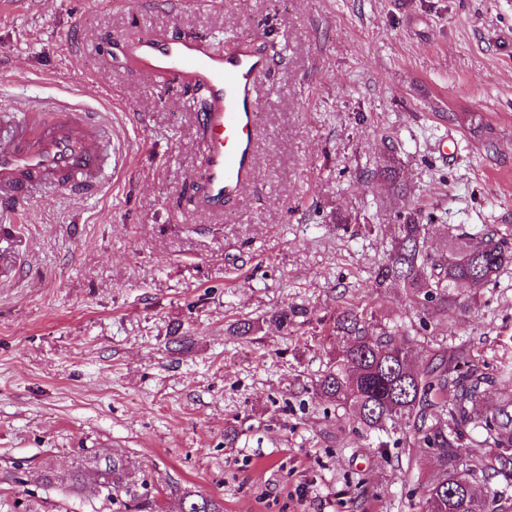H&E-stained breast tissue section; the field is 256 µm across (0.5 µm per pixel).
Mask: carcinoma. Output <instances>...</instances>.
<instances>
[{"mask_svg": "<svg viewBox=\"0 0 512 512\" xmlns=\"http://www.w3.org/2000/svg\"><path fill=\"white\" fill-rule=\"evenodd\" d=\"M396 149L368 171L367 179L383 180L400 195ZM430 225L411 211L392 225L390 249L371 273L375 288H396L408 306L407 320L383 318L368 307L347 303L326 325L342 349L312 384L319 398L331 399L343 413L336 425L343 430L358 424L377 437L376 448L390 444L431 451L437 462L435 478L427 482L424 512H512V494L498 487L512 482V399L485 406L503 380H512V362L488 372L480 358L447 338L433 339L429 358L417 364L421 332L454 309L478 311L484 288L512 268V239L495 225L477 232L461 228L448 235V245L433 251ZM303 310L282 308L266 320L287 330ZM260 329L251 319L230 325L232 336ZM404 424L394 442L390 426ZM478 437L487 448L481 455L467 452ZM126 462L112 460L100 473L101 486L116 495L124 489ZM180 512H224V506L195 492L184 493Z\"/></svg>", "mask_w": 512, "mask_h": 512, "instance_id": "1", "label": "carcinoma"}]
</instances>
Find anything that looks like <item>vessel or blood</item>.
<instances>
[{
	"label": "vessel or blood",
	"instance_id": "obj_1",
	"mask_svg": "<svg viewBox=\"0 0 512 512\" xmlns=\"http://www.w3.org/2000/svg\"><path fill=\"white\" fill-rule=\"evenodd\" d=\"M126 54L140 74L205 90L206 108L197 116L205 133L198 202L222 209L254 177L257 85L272 72L273 57L247 43L220 52L208 39L173 35L141 38L127 45ZM7 123L13 133L0 137L1 215H22L37 185L63 183L90 195L99 191L112 148V127L99 114L71 96L48 111L32 106L11 120L0 117V126Z\"/></svg>",
	"mask_w": 512,
	"mask_h": 512
}]
</instances>
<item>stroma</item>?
<instances>
[{"mask_svg": "<svg viewBox=\"0 0 512 512\" xmlns=\"http://www.w3.org/2000/svg\"><path fill=\"white\" fill-rule=\"evenodd\" d=\"M255 31L277 47L257 175L218 215L194 198L193 89L124 48ZM69 91L122 162L95 195L36 190L0 238V512H134L133 494L179 512L187 489L224 512H420L434 458L338 430L309 386L339 306L403 317L370 280L398 213L420 208L437 248L458 226L512 232V0H0V106ZM390 145L402 197L365 179ZM286 306L307 311L292 332H226ZM433 333L512 360V269ZM115 457L127 495L72 484Z\"/></svg>", "mask_w": 512, "mask_h": 512, "instance_id": "35a3bbf8", "label": "stroma"}]
</instances>
